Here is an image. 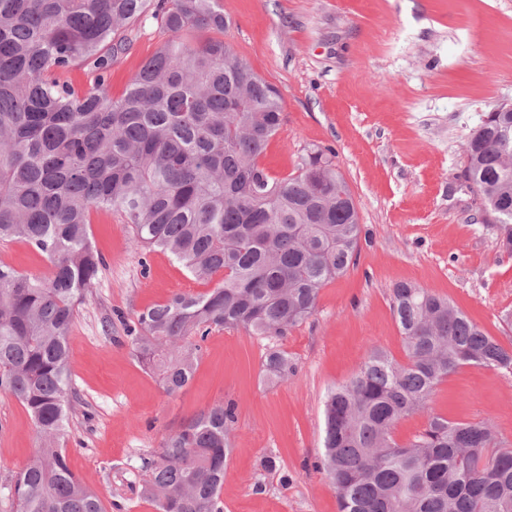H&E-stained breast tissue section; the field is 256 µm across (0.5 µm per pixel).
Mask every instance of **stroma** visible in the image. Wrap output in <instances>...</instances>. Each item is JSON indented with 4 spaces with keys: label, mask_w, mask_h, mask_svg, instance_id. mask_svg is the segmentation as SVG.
I'll use <instances>...</instances> for the list:
<instances>
[{
    "label": "stroma",
    "mask_w": 512,
    "mask_h": 512,
    "mask_svg": "<svg viewBox=\"0 0 512 512\" xmlns=\"http://www.w3.org/2000/svg\"><path fill=\"white\" fill-rule=\"evenodd\" d=\"M224 40L280 92L285 123L261 158L276 178L307 150L329 147L370 233L354 266L322 288L315 313L280 345L294 365L267 382L264 342L212 332L193 381L167 395L134 360L124 330L136 312L202 292L171 255L133 247L116 215H92L104 259L70 328L74 396L64 440L70 468L104 496L106 512H155L139 495L142 457L185 421L234 402L224 512H338L317 465L323 400L371 345L404 360L391 291L409 282L448 297L512 348V252L500 248L464 179L463 144L488 112L512 104V0H222ZM138 25L112 65L121 94L167 39ZM448 420H490L512 448V375L466 365L436 389ZM25 407L0 392V512L5 487L33 456Z\"/></svg>",
    "instance_id": "stroma-1"
}]
</instances>
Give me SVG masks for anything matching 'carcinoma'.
<instances>
[{
    "mask_svg": "<svg viewBox=\"0 0 512 512\" xmlns=\"http://www.w3.org/2000/svg\"><path fill=\"white\" fill-rule=\"evenodd\" d=\"M148 15L171 37L114 96L112 62ZM228 26L219 0H0V244L47 260L41 276L0 263V391L30 413L37 443L9 487L16 512H105L60 444L69 329L103 264L92 212L119 215L136 247L169 253L209 286L125 324L133 357L169 395L190 385L216 330L264 337L265 377L288 379L278 341L354 263L363 228L331 149L281 179L261 165L281 97L224 43ZM79 65L94 73L82 89L61 79ZM464 158L479 210L512 250L511 104L471 132ZM391 301L405 360L374 345L324 400L318 467L339 512H512V450L493 425L430 407L464 365L512 374V349L425 288L400 283ZM420 411L423 431L398 443L396 423ZM234 420L232 405H215L143 460L156 512H224Z\"/></svg>",
    "mask_w": 512,
    "mask_h": 512,
    "instance_id": "carcinoma-1",
    "label": "carcinoma"
}]
</instances>
